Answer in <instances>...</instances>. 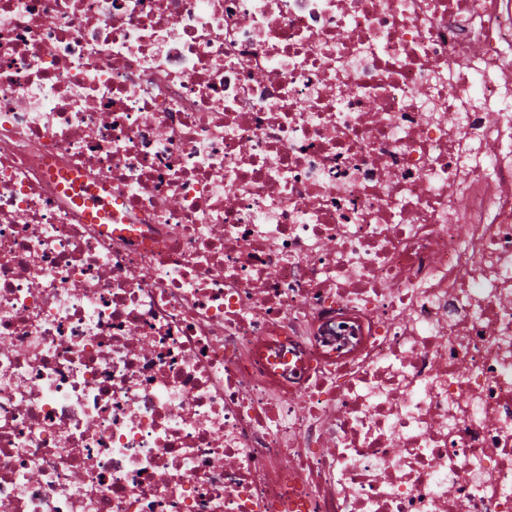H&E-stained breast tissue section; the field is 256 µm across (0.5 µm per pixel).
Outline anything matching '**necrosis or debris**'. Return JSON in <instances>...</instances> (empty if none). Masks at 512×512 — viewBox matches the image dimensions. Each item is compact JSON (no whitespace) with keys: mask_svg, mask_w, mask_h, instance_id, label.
I'll use <instances>...</instances> for the list:
<instances>
[{"mask_svg":"<svg viewBox=\"0 0 512 512\" xmlns=\"http://www.w3.org/2000/svg\"><path fill=\"white\" fill-rule=\"evenodd\" d=\"M0 512H512V0H0Z\"/></svg>","mask_w":512,"mask_h":512,"instance_id":"1","label":"necrosis or debris"}]
</instances>
